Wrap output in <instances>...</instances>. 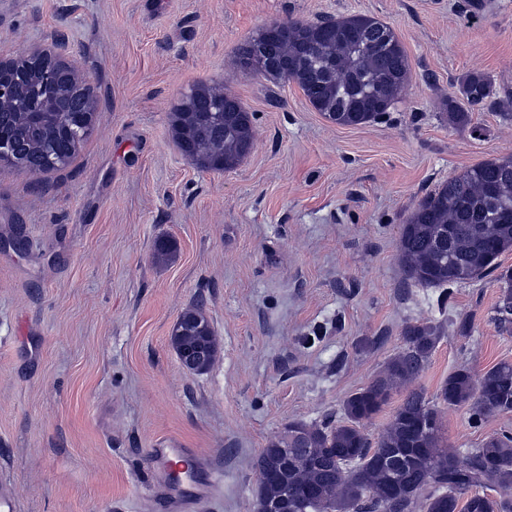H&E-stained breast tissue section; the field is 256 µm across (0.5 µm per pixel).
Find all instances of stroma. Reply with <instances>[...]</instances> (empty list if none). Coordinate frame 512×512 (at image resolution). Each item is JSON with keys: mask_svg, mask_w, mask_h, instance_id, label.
Here are the masks:
<instances>
[{"mask_svg": "<svg viewBox=\"0 0 512 512\" xmlns=\"http://www.w3.org/2000/svg\"><path fill=\"white\" fill-rule=\"evenodd\" d=\"M0 0V57L41 45L81 69L99 112L60 170L0 165V490L16 512H164L149 450L163 437L223 473L194 512H253L256 461L291 422L339 417L396 354L406 324L446 332L417 384L512 362L495 274L410 287L398 245L420 198L512 155V121L449 126L450 85L478 71L512 95V0ZM370 15L403 43L411 80L375 122L331 123L295 83L241 71L237 46L288 18ZM224 84L254 117L253 148L207 173L171 131L181 94ZM174 253L154 256L157 239ZM204 304L219 344L203 374L170 344ZM512 431V412L443 414L452 448Z\"/></svg>", "mask_w": 512, "mask_h": 512, "instance_id": "35a3bbf8", "label": "stroma"}]
</instances>
